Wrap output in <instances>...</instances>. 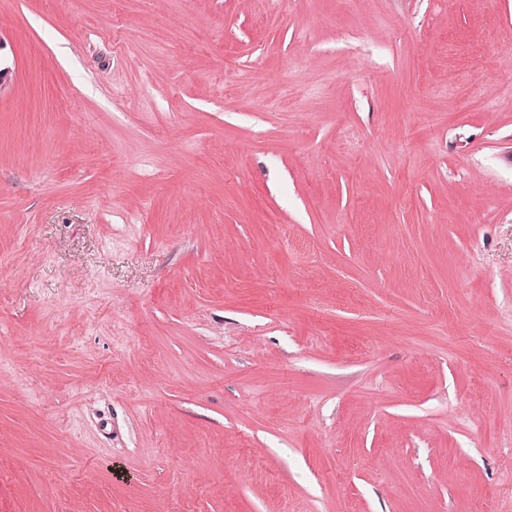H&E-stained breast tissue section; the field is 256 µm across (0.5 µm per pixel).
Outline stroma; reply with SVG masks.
<instances>
[{
    "mask_svg": "<svg viewBox=\"0 0 512 512\" xmlns=\"http://www.w3.org/2000/svg\"><path fill=\"white\" fill-rule=\"evenodd\" d=\"M0 512H512V0H0Z\"/></svg>",
    "mask_w": 512,
    "mask_h": 512,
    "instance_id": "1",
    "label": "stroma"
}]
</instances>
